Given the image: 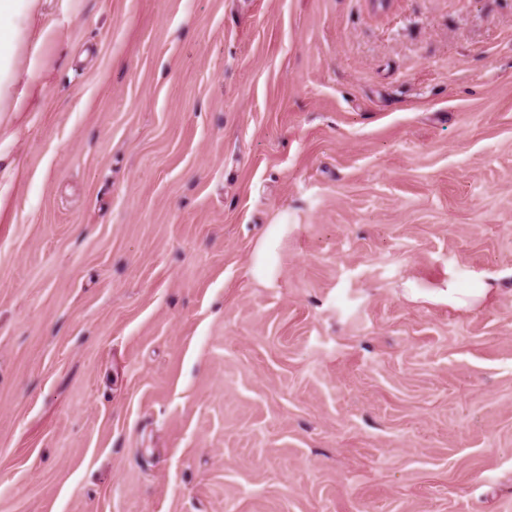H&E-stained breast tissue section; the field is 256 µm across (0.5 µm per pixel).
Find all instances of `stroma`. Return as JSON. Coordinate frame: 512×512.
Wrapping results in <instances>:
<instances>
[{
    "instance_id": "1",
    "label": "stroma",
    "mask_w": 512,
    "mask_h": 512,
    "mask_svg": "<svg viewBox=\"0 0 512 512\" xmlns=\"http://www.w3.org/2000/svg\"><path fill=\"white\" fill-rule=\"evenodd\" d=\"M16 7L0 512H512V0Z\"/></svg>"
}]
</instances>
